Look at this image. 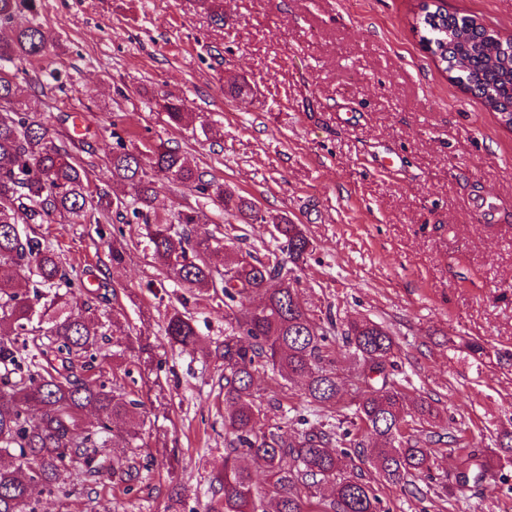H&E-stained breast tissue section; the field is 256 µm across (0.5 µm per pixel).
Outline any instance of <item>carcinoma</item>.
Returning <instances> with one entry per match:
<instances>
[{
	"label": "carcinoma",
	"instance_id": "obj_1",
	"mask_svg": "<svg viewBox=\"0 0 512 512\" xmlns=\"http://www.w3.org/2000/svg\"><path fill=\"white\" fill-rule=\"evenodd\" d=\"M38 0H0V454L15 463L0 466V512H37L39 496L52 492L61 474L71 471L83 489L101 477H116L124 491L141 475L140 458L146 447L133 427L126 430L128 453L114 457L108 443L113 425L136 422L142 402L121 388L122 375L112 383L90 374L87 353L99 341L102 323L98 309L74 310L59 293L41 299L39 289L72 287L69 270L41 239L23 231V224H43L56 216L69 224H85L94 214L115 212L121 224L146 227L151 256L166 277L224 303L231 331L224 334V473L216 476L220 494L210 512H310L301 490L331 486V498L319 503L321 512H380L374 483L413 486L430 477L435 446L448 445L465 456L456 482L480 484L494 477L491 460L466 448L462 437L434 430L440 412L428 403L409 407L404 390L393 379V337L368 319L349 321L343 347L354 359L351 403L355 420L335 430H310L292 435L260 427L262 401L254 392L255 375L267 367L285 380L299 381L307 402L332 408L343 400L340 376L333 368L341 351L311 319L298 299L297 271L312 252L304 229L284 217L259 215L254 204L224 189L191 167L178 150L159 144L148 154L131 149L112 132V180L129 188L128 197L90 182L76 151L83 141L56 143L47 128L18 105L12 71L15 60L42 57L49 37L37 24L13 27L17 15L38 14ZM426 36L445 71L481 99L498 120L512 116V39H502L467 16L424 7ZM168 119L179 126L190 113L174 102L165 105ZM187 187L204 198L219 201L226 212L246 221L277 225L279 250L285 257L251 262L225 256L224 270L211 266L206 255L221 239L205 228L191 209L176 223L158 213L155 178ZM32 282L33 295L15 290L16 281ZM222 291H217V288ZM261 298L245 306L251 296ZM165 333L185 349L202 348L203 339L191 319L179 311L169 315ZM98 412L93 426L84 412ZM431 425L425 439H412L410 424ZM374 471L366 479L363 466ZM264 474L255 479L254 471Z\"/></svg>",
	"mask_w": 512,
	"mask_h": 512
}]
</instances>
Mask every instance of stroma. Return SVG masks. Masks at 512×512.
Here are the masks:
<instances>
[{"mask_svg": "<svg viewBox=\"0 0 512 512\" xmlns=\"http://www.w3.org/2000/svg\"><path fill=\"white\" fill-rule=\"evenodd\" d=\"M423 0H223L214 23L195 0H39L37 21L55 48L19 62L22 103L59 142L83 135L81 164L113 184V129L177 149L198 170L250 199L263 215L304 225L313 250L297 285L320 326L366 317L393 336L397 381L410 401L438 408L469 447L493 458L497 477L460 486L456 451L442 448L429 490L379 487L383 512H512V132L444 72L416 31ZM512 36V0H435ZM57 80H47L48 71ZM242 93H234L233 83ZM192 112L169 122L165 102ZM393 156L399 172L376 168ZM160 213L197 209L210 231L248 260L277 248L270 224H248L168 180ZM73 278L103 271L95 304L117 324L96 352L95 373L130 370L143 403L150 468L131 492L104 480L97 494L75 474L43 495L37 512H207L224 471V365L215 355L230 325L223 304L194 297L153 261L144 229L127 224L34 225ZM125 261L112 263L113 247ZM191 317L205 348L165 334L173 311ZM477 341L482 361L463 345ZM263 422L289 433L351 416L350 400L309 412L300 384L261 373Z\"/></svg>", "mask_w": 512, "mask_h": 512, "instance_id": "obj_1", "label": "stroma"}]
</instances>
